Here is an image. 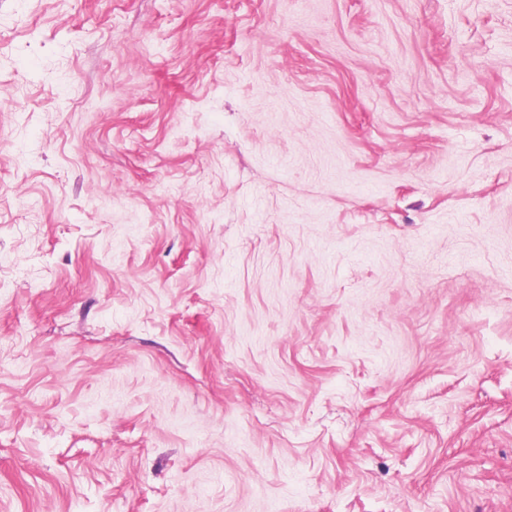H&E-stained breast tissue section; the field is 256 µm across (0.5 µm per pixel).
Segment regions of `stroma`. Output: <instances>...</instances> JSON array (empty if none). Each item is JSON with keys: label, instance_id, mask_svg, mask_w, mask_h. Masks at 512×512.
<instances>
[{"label": "stroma", "instance_id": "35a3bbf8", "mask_svg": "<svg viewBox=\"0 0 512 512\" xmlns=\"http://www.w3.org/2000/svg\"><path fill=\"white\" fill-rule=\"evenodd\" d=\"M0 512H512V0H0Z\"/></svg>", "mask_w": 512, "mask_h": 512}]
</instances>
